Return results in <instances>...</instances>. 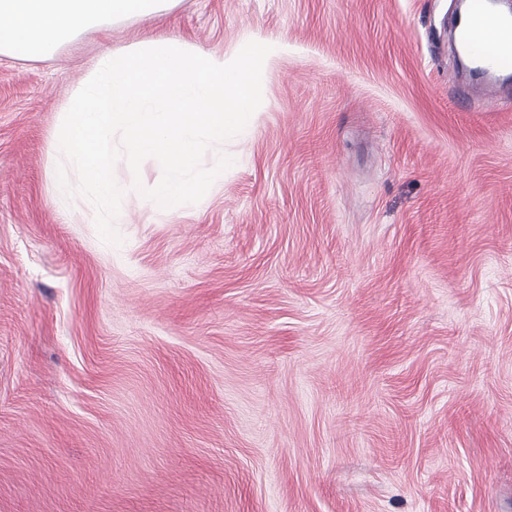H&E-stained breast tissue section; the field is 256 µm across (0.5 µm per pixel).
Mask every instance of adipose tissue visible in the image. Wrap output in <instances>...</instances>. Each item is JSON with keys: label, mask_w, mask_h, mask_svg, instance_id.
Listing matches in <instances>:
<instances>
[{"label": "adipose tissue", "mask_w": 512, "mask_h": 512, "mask_svg": "<svg viewBox=\"0 0 512 512\" xmlns=\"http://www.w3.org/2000/svg\"><path fill=\"white\" fill-rule=\"evenodd\" d=\"M173 0H0V55L39 60L82 33L157 14Z\"/></svg>", "instance_id": "1"}]
</instances>
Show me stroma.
<instances>
[{"mask_svg": "<svg viewBox=\"0 0 512 512\" xmlns=\"http://www.w3.org/2000/svg\"><path fill=\"white\" fill-rule=\"evenodd\" d=\"M456 0H177L0 55V512H512V83L464 100ZM284 53L197 210L120 243L50 142L98 47Z\"/></svg>", "mask_w": 512, "mask_h": 512, "instance_id": "35a3bbf8", "label": "stroma"}]
</instances>
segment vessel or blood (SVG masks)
I'll use <instances>...</instances> for the list:
<instances>
[{
	"label": "vessel or blood",
	"instance_id": "1",
	"mask_svg": "<svg viewBox=\"0 0 512 512\" xmlns=\"http://www.w3.org/2000/svg\"><path fill=\"white\" fill-rule=\"evenodd\" d=\"M454 40L482 71L512 73V16L494 11L489 0H466Z\"/></svg>",
	"mask_w": 512,
	"mask_h": 512
}]
</instances>
